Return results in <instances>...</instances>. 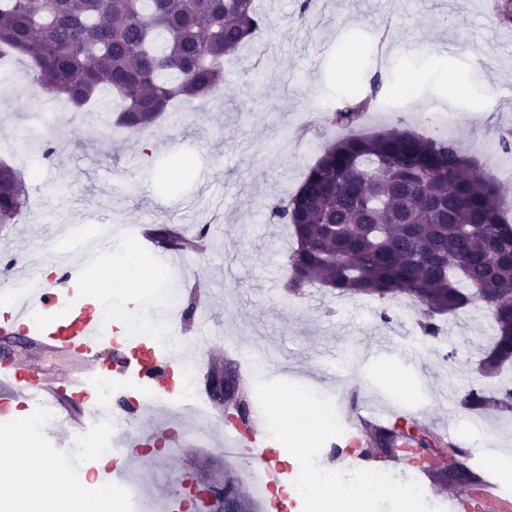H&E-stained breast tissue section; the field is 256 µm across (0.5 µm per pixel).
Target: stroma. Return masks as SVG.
<instances>
[{
    "label": "stroma",
    "instance_id": "35a3bbf8",
    "mask_svg": "<svg viewBox=\"0 0 512 512\" xmlns=\"http://www.w3.org/2000/svg\"><path fill=\"white\" fill-rule=\"evenodd\" d=\"M259 8L270 20L257 39L261 53L246 48L226 60L221 98L183 104L184 123L166 119L129 134L107 128L103 106L47 121L29 101L26 74L0 85V160L22 171L26 187L14 223L0 227V251L21 263L71 260L76 239L61 234L64 226L85 234L153 222L188 233L216 221L205 250L176 253L177 269L151 266V282L127 293L110 290L96 271L84 299H110L114 324L168 326L209 351L200 388L224 368V346L234 340L265 368L318 376L337 410L405 404L434 437L465 428L476 451L494 430L512 444V421L462 403L470 386H495L475 370L492 334L480 308L443 317L433 339L404 295L350 297L315 286L289 293L288 229L270 219L271 205L296 192L316 162L310 142L342 136L332 112L367 95L366 133L397 126L424 137L427 113L452 107L448 139L512 189V150L504 148L512 141V0H313L304 23L297 0H259ZM446 40L453 52L442 51ZM41 141L51 142L50 157L36 150ZM379 334L391 341L368 356ZM172 426L183 434L176 473L163 457L137 462L142 512L187 487H223L225 474L248 466L216 450L220 431L198 428L174 401L121 427L103 419L100 433L126 459L135 436Z\"/></svg>",
    "mask_w": 512,
    "mask_h": 512
}]
</instances>
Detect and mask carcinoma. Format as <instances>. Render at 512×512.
I'll return each mask as SVG.
<instances>
[{
    "label": "carcinoma",
    "mask_w": 512,
    "mask_h": 512,
    "mask_svg": "<svg viewBox=\"0 0 512 512\" xmlns=\"http://www.w3.org/2000/svg\"><path fill=\"white\" fill-rule=\"evenodd\" d=\"M256 0H0V56L31 74L46 94L75 112L119 99L113 125L141 133L181 99L219 90L224 58L267 29ZM368 100L348 103L332 122L349 133L325 147L298 191L272 209L292 226L290 286L313 282L341 295L421 305L423 335L435 316L470 305L489 311L496 330L478 371L499 379L495 393L471 387L463 402L512 415V193L485 178L450 140L391 128L352 132ZM25 204L21 173L0 162V224ZM155 241L196 251L200 239L153 224ZM224 508L251 512L237 485L224 482Z\"/></svg>",
    "instance_id": "1"
}]
</instances>
